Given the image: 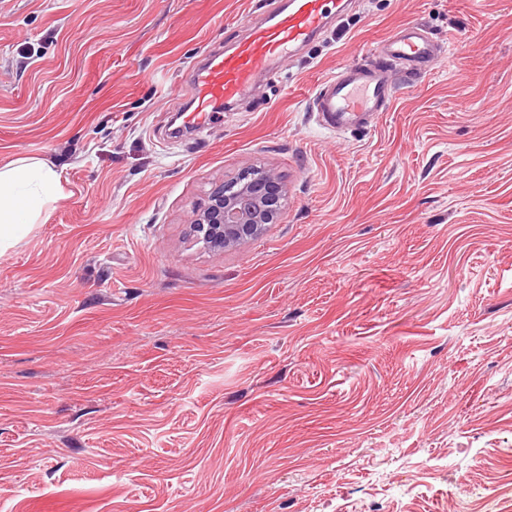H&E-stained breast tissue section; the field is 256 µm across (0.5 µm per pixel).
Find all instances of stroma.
Listing matches in <instances>:
<instances>
[{"label": "stroma", "instance_id": "stroma-1", "mask_svg": "<svg viewBox=\"0 0 512 512\" xmlns=\"http://www.w3.org/2000/svg\"><path fill=\"white\" fill-rule=\"evenodd\" d=\"M274 6L0 0V166L64 193L0 255V512H512V0H349L173 136ZM408 23L431 67L321 126L315 84ZM253 168L279 222L195 242ZM286 190L272 170L258 176L244 173L233 182L216 184L197 211L192 232L206 248H240L275 224L282 212Z\"/></svg>", "mask_w": 512, "mask_h": 512}]
</instances>
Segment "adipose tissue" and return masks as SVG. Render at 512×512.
I'll list each match as a JSON object with an SVG mask.
<instances>
[{"mask_svg":"<svg viewBox=\"0 0 512 512\" xmlns=\"http://www.w3.org/2000/svg\"><path fill=\"white\" fill-rule=\"evenodd\" d=\"M61 198L59 177L46 161L22 157L0 167V254L25 238L45 207Z\"/></svg>","mask_w":512,"mask_h":512,"instance_id":"adipose-tissue-1","label":"adipose tissue"}]
</instances>
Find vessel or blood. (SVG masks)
<instances>
[{
	"label": "vessel or blood",
	"mask_w": 512,
	"mask_h": 512,
	"mask_svg": "<svg viewBox=\"0 0 512 512\" xmlns=\"http://www.w3.org/2000/svg\"><path fill=\"white\" fill-rule=\"evenodd\" d=\"M327 0H289L265 22L245 20L247 37L228 52L210 56L193 82L183 121L191 127L213 122L273 67L286 66L327 25ZM438 55L437 45L418 25L400 27L363 62L348 63L312 91L313 109L324 126L343 131L373 122L389 111L396 93L395 69L418 73Z\"/></svg>",
	"instance_id": "vessel-or-blood-1"
}]
</instances>
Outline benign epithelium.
<instances>
[{
    "mask_svg": "<svg viewBox=\"0 0 512 512\" xmlns=\"http://www.w3.org/2000/svg\"><path fill=\"white\" fill-rule=\"evenodd\" d=\"M285 197L281 178L272 170L221 182L197 211L192 232L207 248H240L258 238L267 225L277 223Z\"/></svg>",
    "mask_w": 512,
    "mask_h": 512,
    "instance_id": "1",
    "label": "benign epithelium"
}]
</instances>
